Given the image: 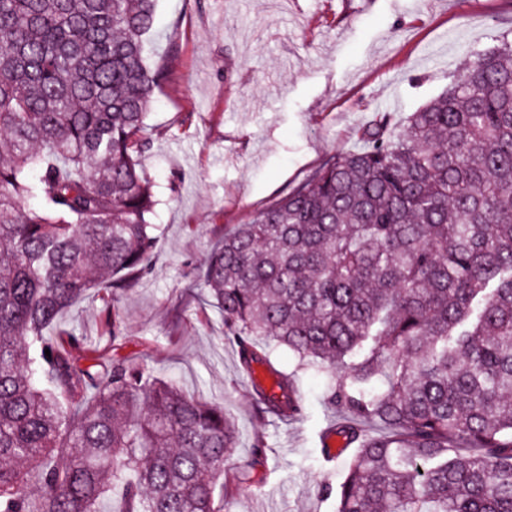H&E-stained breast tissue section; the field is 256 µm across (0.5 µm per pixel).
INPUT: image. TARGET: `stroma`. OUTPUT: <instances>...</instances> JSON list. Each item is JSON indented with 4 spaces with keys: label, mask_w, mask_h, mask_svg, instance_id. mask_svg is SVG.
I'll return each instance as SVG.
<instances>
[{
    "label": "stroma",
    "mask_w": 512,
    "mask_h": 512,
    "mask_svg": "<svg viewBox=\"0 0 512 512\" xmlns=\"http://www.w3.org/2000/svg\"><path fill=\"white\" fill-rule=\"evenodd\" d=\"M157 25L151 54L172 77L155 92L141 157L157 200L155 272L114 308L89 299L66 322L104 349L103 325L119 314L124 355L223 405L238 427L225 466L251 476L222 497L223 512H336L321 488L339 486L353 451L324 464L320 435L342 417L325 402L324 377L301 374L303 419L260 414L198 269L233 225L326 155L357 148L374 111L406 118L465 58L512 40V0H159Z\"/></svg>",
    "instance_id": "obj_1"
}]
</instances>
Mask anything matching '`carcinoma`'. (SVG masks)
<instances>
[{"mask_svg":"<svg viewBox=\"0 0 512 512\" xmlns=\"http://www.w3.org/2000/svg\"><path fill=\"white\" fill-rule=\"evenodd\" d=\"M157 2L0 0V512H100L114 489L116 512H221L217 486L250 479L224 469V406L117 353V314L102 351L61 327L153 272ZM357 138L225 232L204 290L242 373L276 378L252 383L261 413L305 410L279 349L325 377L357 448L337 512H512V42Z\"/></svg>","mask_w":512,"mask_h":512,"instance_id":"obj_1","label":"carcinoma"}]
</instances>
